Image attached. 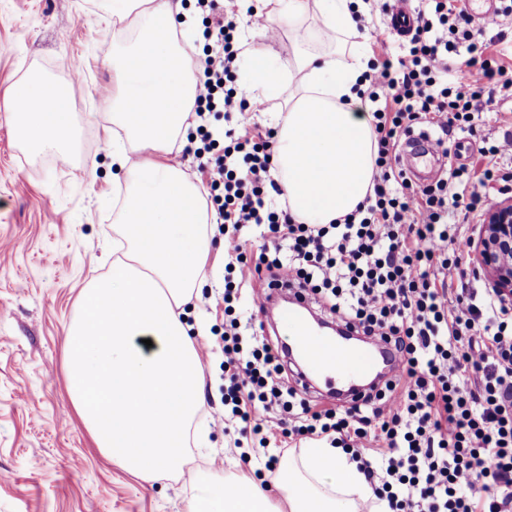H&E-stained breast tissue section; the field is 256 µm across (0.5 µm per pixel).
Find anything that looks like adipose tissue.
Here are the masks:
<instances>
[{
	"label": "adipose tissue",
	"mask_w": 512,
	"mask_h": 512,
	"mask_svg": "<svg viewBox=\"0 0 512 512\" xmlns=\"http://www.w3.org/2000/svg\"><path fill=\"white\" fill-rule=\"evenodd\" d=\"M361 0H263L274 27L298 25L316 6L325 29L341 38L356 28ZM113 23L133 20L138 36L112 65V93L101 106L119 132L112 161L126 173L127 193L112 226L115 257L92 278L81 315L67 331L65 367L73 405L97 448L146 480L184 476L179 442L195 419L203 369L188 335L184 306L206 283L209 212L199 186L171 162L186 140L195 99L193 65L171 39L181 0H111ZM270 48L255 42L247 91L257 101L291 82L274 113L277 160L288 207L300 222L327 224L353 212L372 187L377 140L369 113L357 111L369 58L357 52L340 65L332 52L298 55L287 71L271 65ZM64 88L36 79L8 92L7 120L36 152L65 155L71 137ZM156 152L153 161L131 156ZM284 507L243 471L195 480L192 512H386L343 449L320 444L288 456L275 477Z\"/></svg>",
	"instance_id": "adipose-tissue-1"
}]
</instances>
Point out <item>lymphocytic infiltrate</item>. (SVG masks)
Instances as JSON below:
<instances>
[{"label": "lymphocytic infiltrate", "mask_w": 512, "mask_h": 512, "mask_svg": "<svg viewBox=\"0 0 512 512\" xmlns=\"http://www.w3.org/2000/svg\"><path fill=\"white\" fill-rule=\"evenodd\" d=\"M203 53L195 57L199 119L223 114L224 139L203 131L184 146L206 173L233 261L224 277V400L240 438L280 431L323 439L351 452L389 512H512V305L472 288L456 222L481 219L512 193V137L480 147L474 165L419 185L397 166L401 137L478 133L488 104L512 100V63L496 48L512 4L471 27L455 0H428L393 55L387 28L360 98L378 141L373 187L352 213L330 224L298 222L274 204L283 188L276 134L257 132L249 105L227 86L241 47L223 0H195ZM265 229L271 251L254 266L268 282L287 281L321 300L330 316L390 341L400 371L363 404L315 410L284 376L278 344L240 332L233 273L248 228Z\"/></svg>", "instance_id": "f902f5d3"}]
</instances>
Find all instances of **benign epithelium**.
Wrapping results in <instances>:
<instances>
[{
	"instance_id": "1",
	"label": "benign epithelium",
	"mask_w": 512,
	"mask_h": 512,
	"mask_svg": "<svg viewBox=\"0 0 512 512\" xmlns=\"http://www.w3.org/2000/svg\"><path fill=\"white\" fill-rule=\"evenodd\" d=\"M473 268L488 286L512 301V199L493 206L473 250Z\"/></svg>"
}]
</instances>
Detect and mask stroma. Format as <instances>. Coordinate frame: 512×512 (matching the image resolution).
Returning a JSON list of instances; mask_svg holds the SVG:
<instances>
[{"label":"stroma","instance_id":"obj_1","mask_svg":"<svg viewBox=\"0 0 512 512\" xmlns=\"http://www.w3.org/2000/svg\"><path fill=\"white\" fill-rule=\"evenodd\" d=\"M132 29L113 27L104 0H0V512H189L195 496L187 482L144 481L110 463L67 389L66 329L112 247L113 124L98 99ZM35 73L69 93L67 156L31 151L5 119L6 91ZM204 292L207 308L188 303L185 319L202 315L210 326L195 339L210 354L197 422L215 450L186 443V467L206 479L238 460L280 502L264 458L244 457L214 414L224 387L213 333L224 322L223 279Z\"/></svg>","mask_w":512,"mask_h":512}]
</instances>
